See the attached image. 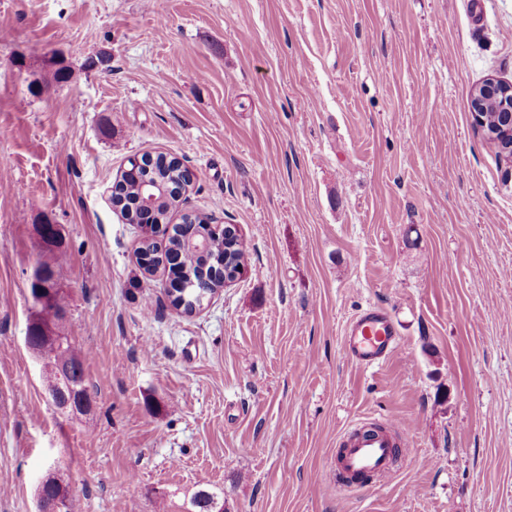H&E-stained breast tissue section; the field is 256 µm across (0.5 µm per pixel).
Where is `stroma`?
Segmentation results:
<instances>
[{"instance_id": "stroma-1", "label": "stroma", "mask_w": 512, "mask_h": 512, "mask_svg": "<svg viewBox=\"0 0 512 512\" xmlns=\"http://www.w3.org/2000/svg\"><path fill=\"white\" fill-rule=\"evenodd\" d=\"M491 76L512 0H0V512L50 476L81 512L203 486L224 512H512V179L470 107ZM159 152L195 173L182 212L251 253L189 316L112 205ZM43 262L87 415L26 343ZM371 305L400 347L363 368L342 332ZM389 418L394 476L338 489L341 433Z\"/></svg>"}]
</instances>
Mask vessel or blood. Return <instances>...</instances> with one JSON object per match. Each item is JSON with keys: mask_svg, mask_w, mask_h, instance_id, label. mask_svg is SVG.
Wrapping results in <instances>:
<instances>
[{"mask_svg": "<svg viewBox=\"0 0 512 512\" xmlns=\"http://www.w3.org/2000/svg\"><path fill=\"white\" fill-rule=\"evenodd\" d=\"M343 340L346 359L362 367L380 364L399 349V339L392 319L381 309L370 306L347 324ZM400 421L385 426L354 425L339 439L336 477L356 489L369 479L389 476L401 443L396 433Z\"/></svg>", "mask_w": 512, "mask_h": 512, "instance_id": "1", "label": "vessel or blood"}]
</instances>
